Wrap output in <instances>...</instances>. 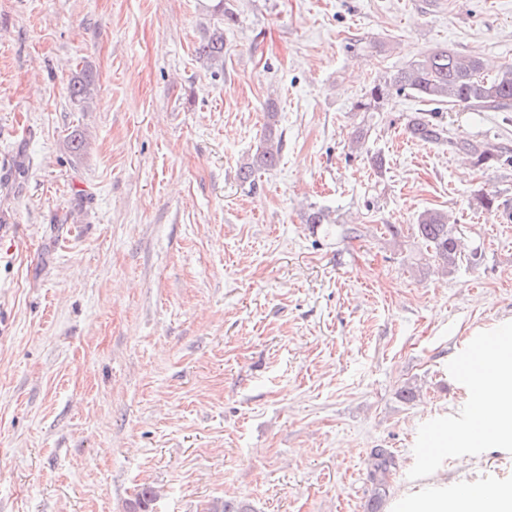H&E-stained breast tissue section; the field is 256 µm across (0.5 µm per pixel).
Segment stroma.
Here are the masks:
<instances>
[{"label": "stroma", "mask_w": 512, "mask_h": 512, "mask_svg": "<svg viewBox=\"0 0 512 512\" xmlns=\"http://www.w3.org/2000/svg\"><path fill=\"white\" fill-rule=\"evenodd\" d=\"M207 4L0 0V512H125L143 484L155 512H365L374 448L381 512L512 491V441L429 448L472 429L456 361L512 358V167L411 138V95L353 109L435 47L511 65L512 0H231L220 70ZM271 100L280 161L249 186ZM437 119L512 142V111ZM430 209L479 265L424 267ZM215 2L212 12L217 16V26L197 47L196 55L200 61L205 62L210 68L224 67V25L237 21V14L230 7L228 1L213 0ZM222 25V28H221ZM96 82L92 72L84 67L75 72L69 81L68 92L72 103L83 110L95 96ZM394 465V456L387 448L371 449L368 460V477L373 485L369 512L378 508L388 494V478Z\"/></svg>", "instance_id": "stroma-1"}]
</instances>
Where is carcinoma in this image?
I'll return each mask as SVG.
<instances>
[{
	"label": "carcinoma",
	"instance_id": "obj_1",
	"mask_svg": "<svg viewBox=\"0 0 512 512\" xmlns=\"http://www.w3.org/2000/svg\"><path fill=\"white\" fill-rule=\"evenodd\" d=\"M212 12L217 16V26L197 47V58L211 68H224L223 26L237 21V14L227 0H213ZM486 68L479 57L466 56L457 51L436 47L410 62L392 75L370 84L353 109L370 112L377 109L390 95L410 94L422 102L437 106H463L479 111L506 112L512 108V67L500 69L496 75L485 74ZM96 82L92 72L84 67L74 73L69 81L68 92L72 103L83 110L93 100ZM277 110L271 104L263 134V146L247 158L239 168L243 183L252 184L262 173L277 166L282 149L278 135ZM411 137L427 142H448L455 150L467 155L473 166L490 168L512 165V145L507 142L489 144L483 142L451 140L443 124L433 116L420 113L408 122ZM429 259L443 270L456 267L465 261L477 265V253L465 254L457 226L449 223L448 214L438 210L423 212L415 224ZM394 465V456L387 448L371 449L368 460V477L373 485L369 512H379L388 494V478ZM157 491L148 485L141 486L131 500L128 512H153ZM207 512H252L249 505L232 500H216Z\"/></svg>",
	"mask_w": 512,
	"mask_h": 512
}]
</instances>
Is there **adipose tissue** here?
I'll return each mask as SVG.
<instances>
[{"label": "adipose tissue", "instance_id": "adipose-tissue-1", "mask_svg": "<svg viewBox=\"0 0 512 512\" xmlns=\"http://www.w3.org/2000/svg\"><path fill=\"white\" fill-rule=\"evenodd\" d=\"M474 373L481 385L476 428L471 437L486 438L492 427L512 420V372L494 365L477 364Z\"/></svg>", "mask_w": 512, "mask_h": 512}]
</instances>
